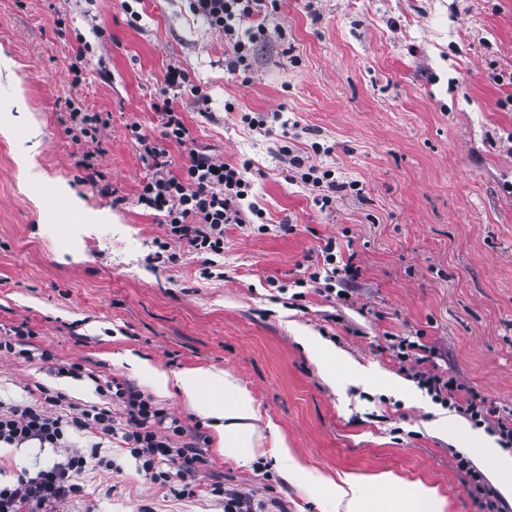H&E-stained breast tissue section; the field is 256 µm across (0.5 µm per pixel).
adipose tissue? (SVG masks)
Returning <instances> with one entry per match:
<instances>
[{
    "label": "adipose tissue",
    "instance_id": "obj_1",
    "mask_svg": "<svg viewBox=\"0 0 512 512\" xmlns=\"http://www.w3.org/2000/svg\"><path fill=\"white\" fill-rule=\"evenodd\" d=\"M121 360L148 378L157 392L177 393L200 415L212 419L226 455L241 462L254 458V400L229 374L188 369L172 375L129 350ZM276 458L286 479L332 500L340 512H444L446 507L437 486L419 480L408 484L404 492L393 494L399 479L389 471L366 476L347 474L336 480L309 469L282 438L276 441Z\"/></svg>",
    "mask_w": 512,
    "mask_h": 512
}]
</instances>
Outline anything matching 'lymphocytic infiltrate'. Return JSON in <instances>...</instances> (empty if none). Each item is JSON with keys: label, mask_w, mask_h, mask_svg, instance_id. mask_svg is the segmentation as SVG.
Wrapping results in <instances>:
<instances>
[{"label": "lymphocytic infiltrate", "mask_w": 512, "mask_h": 512, "mask_svg": "<svg viewBox=\"0 0 512 512\" xmlns=\"http://www.w3.org/2000/svg\"><path fill=\"white\" fill-rule=\"evenodd\" d=\"M269 3L270 0H188V7L229 40L234 51L229 67L236 70L248 67L256 44L268 35L262 17L267 14ZM187 93L199 103L207 101L202 87L193 84L185 70L168 66L151 103L160 118V134L147 133L137 123L129 126L139 156L151 170L137 194V203L162 213L170 240L187 243L198 253L220 256L224 253L227 226L261 224L265 214L249 199L250 161H219L197 147L179 107ZM66 109L65 131L76 142L95 141L109 121L107 113L88 111L73 98L68 99ZM173 145L183 148L189 156L188 163L176 173L170 171L166 160ZM278 151L287 157L292 179L311 186L321 208L332 207L339 189L334 171L308 164L289 145L279 146ZM335 249V240H327L321 249L322 266L296 279L299 291L295 300H302L303 289L329 293L335 285L357 276L358 269L352 262L337 263ZM396 347L403 370L419 386L470 419L483 416V407L474 400L459 402L456 381L422 369L419 359L411 355V344L401 339ZM105 391L109 403L66 415L57 412L65 405V396L48 389L32 403L0 401V444H30L40 449L49 446L60 454L52 463L36 464L16 483L0 484V512H54L55 504L80 491L77 478L88 468L113 469L112 459L102 455L100 446L102 440L112 438L121 440L151 480L174 481L181 494H193L199 467L205 462L198 438L188 433L179 417L134 383L115 378L107 382ZM85 431L96 434L98 443L87 450L72 447V435Z\"/></svg>", "instance_id": "1"}]
</instances>
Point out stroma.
<instances>
[{"label": "stroma", "instance_id": "1", "mask_svg": "<svg viewBox=\"0 0 512 512\" xmlns=\"http://www.w3.org/2000/svg\"><path fill=\"white\" fill-rule=\"evenodd\" d=\"M0 0V329L35 330L30 359L0 352V400L29 401L48 388L78 407L100 406L118 377L148 383L118 359L131 350L168 372L232 374L255 401L257 456H225L208 420L182 397L160 406L205 439L195 494L150 481L119 440L103 452L119 470H86L62 512H224V496L249 495L268 512H335L284 479L283 436L302 463L332 478L389 471L437 486L445 512H478L498 492L491 462L462 433L437 423L454 409L401 370L389 335L417 339L425 368L457 380L491 411H512V0H278L269 37L250 70L227 71L232 48L186 0ZM63 28H56V18ZM107 29L96 38L93 26ZM85 51L80 83L68 63ZM208 95L184 97L198 145L248 173L268 222L224 231L222 277L200 275L203 258L171 243L160 213L136 203L149 176L128 135L161 131L150 101L168 65ZM109 115L96 143L64 131L67 98ZM244 112H279L290 145L318 142L312 164L357 182L331 209L286 180L278 135L261 136ZM93 152L97 185L77 162ZM282 224L294 231L279 232ZM336 256L359 270L349 298L310 291L303 305L277 288ZM330 341L346 358L401 384L328 378L300 336ZM49 350L52 361L42 360ZM78 363L86 374H57ZM484 479L476 487L453 456Z\"/></svg>", "mask_w": 512, "mask_h": 512}]
</instances>
